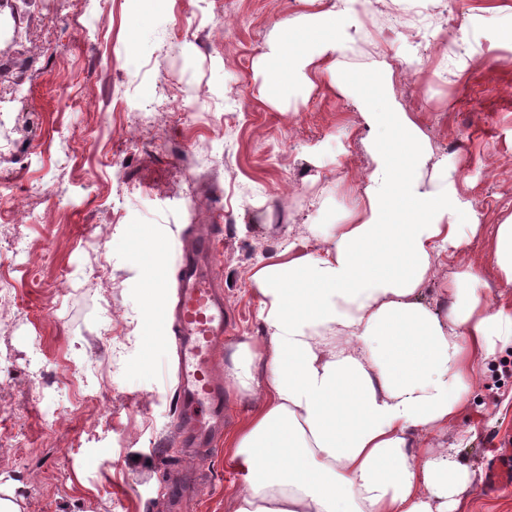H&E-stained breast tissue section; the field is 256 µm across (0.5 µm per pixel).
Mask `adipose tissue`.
<instances>
[{"mask_svg":"<svg viewBox=\"0 0 512 512\" xmlns=\"http://www.w3.org/2000/svg\"><path fill=\"white\" fill-rule=\"evenodd\" d=\"M261 55L265 87L328 76L366 37L361 0H310ZM381 61L356 100L372 166L343 221L307 225L251 276L262 336L238 345L226 385L256 399L227 436L246 489L230 512H457L467 465L429 443L469 409L473 379L512 343V308L491 305L481 266H459L446 302L420 289L481 226L454 173L426 174L431 145ZM265 375H258V364Z\"/></svg>","mask_w":512,"mask_h":512,"instance_id":"obj_1","label":"adipose tissue"}]
</instances>
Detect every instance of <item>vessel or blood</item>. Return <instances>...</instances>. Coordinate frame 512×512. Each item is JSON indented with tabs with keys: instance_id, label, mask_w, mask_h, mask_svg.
<instances>
[{
	"instance_id": "1",
	"label": "vessel or blood",
	"mask_w": 512,
	"mask_h": 512,
	"mask_svg": "<svg viewBox=\"0 0 512 512\" xmlns=\"http://www.w3.org/2000/svg\"><path fill=\"white\" fill-rule=\"evenodd\" d=\"M224 235L215 221L182 243L177 256V288L172 333L176 340L178 383L173 424L193 448L207 447L224 423V382L216 354L224 346V294L216 274L217 246ZM512 485V459L490 460L483 488L492 493ZM197 492L193 471L167 486L170 512H184Z\"/></svg>"
}]
</instances>
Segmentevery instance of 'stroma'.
Listing matches in <instances>:
<instances>
[{
    "mask_svg": "<svg viewBox=\"0 0 512 512\" xmlns=\"http://www.w3.org/2000/svg\"><path fill=\"white\" fill-rule=\"evenodd\" d=\"M161 7L164 18L139 22L135 0H66L63 17L52 0H0V96L17 98L0 128V275L15 284L0 294V490L20 512H166L163 482L186 464L202 475L194 512H228L246 488L229 448L183 451L170 426L169 248L224 214L217 272L232 355L261 334L258 259L289 230L338 223L345 187L370 169L354 98L325 80L260 92L265 43L282 19L310 12L308 0ZM227 11L236 26L214 36L206 18ZM452 15L467 47L437 51L424 29ZM365 24L347 74L366 84L393 62L396 98L430 136L433 162L466 178L492 232L512 214V0H369ZM413 41L422 79L404 61ZM200 95L205 114L159 113L140 145L118 132L131 111ZM19 238L32 264L15 261ZM439 442L477 476L512 448L511 345L487 361L468 413Z\"/></svg>",
    "mask_w": 512,
    "mask_h": 512,
    "instance_id": "obj_1",
    "label": "stroma"
}]
</instances>
